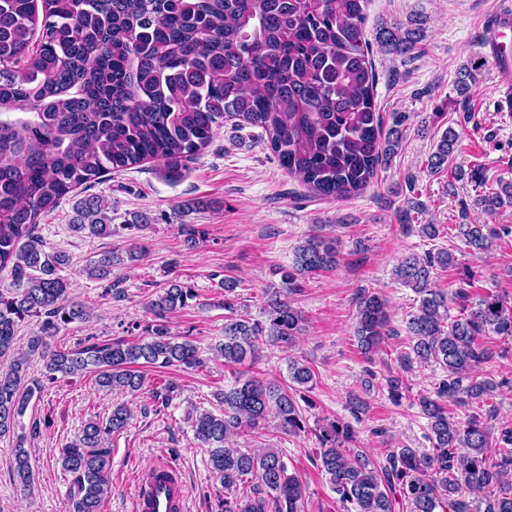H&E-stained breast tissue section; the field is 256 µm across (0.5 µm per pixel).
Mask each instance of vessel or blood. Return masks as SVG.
Instances as JSON below:
<instances>
[{"label": "vessel or blood", "mask_w": 512, "mask_h": 512, "mask_svg": "<svg viewBox=\"0 0 512 512\" xmlns=\"http://www.w3.org/2000/svg\"><path fill=\"white\" fill-rule=\"evenodd\" d=\"M185 498V486L168 464L151 467L135 479L137 512H184Z\"/></svg>", "instance_id": "1"}]
</instances>
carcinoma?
Instances as JSON below:
<instances>
[{"instance_id":"1","label":"carcinoma","mask_w":512,"mask_h":512,"mask_svg":"<svg viewBox=\"0 0 512 512\" xmlns=\"http://www.w3.org/2000/svg\"><path fill=\"white\" fill-rule=\"evenodd\" d=\"M368 0H0V271H10L14 288L0 292V358L9 354L25 319H39L28 352L0 370V438L15 430L43 385L20 387L30 357L43 362V376L91 373L99 390L142 393L141 368L206 366L199 347L175 336L167 314L197 298L173 280L148 303L152 322L135 340L52 347L50 339L89 312L69 300L72 282L61 251L48 252L38 235L40 219L76 189L111 172L147 160L164 178L182 179L185 162L211 142L230 117L267 136L280 166L299 177L308 196L343 201L362 193L394 151L399 130L383 132L375 103L376 72L364 24ZM385 52L404 56L418 43L413 30L383 26ZM461 133L447 128L431 156L439 169L458 150ZM512 204V183H500L479 203L488 212ZM101 196L79 201L70 228L110 236L112 218ZM129 232L126 257L103 254L85 267L90 278L107 280L112 266L143 260L148 253L145 218L121 225ZM457 233L469 255L491 249L498 233L483 224H460ZM338 241L313 236L297 246L283 283L336 267ZM458 266L439 249L405 257L397 280L418 296L407 330L421 362L446 375L434 395L418 398L428 420L430 449L390 448L384 463L348 447L354 434L336 422L319 427L321 471L347 512H470L466 494H479L484 512H512V429L495 438L475 414L462 423L443 405L449 400L481 408L494 382L478 374L492 359L482 339L512 337V301L497 294L478 298L459 287L448 293L435 283V270ZM235 280L224 288V341L213 357L235 367L254 362L263 347L289 349L304 317L279 291L266 294L263 321L239 313ZM462 306L448 319V303ZM388 300L378 293L356 299L354 334L366 354L389 336ZM290 382L309 386L314 372L288 360ZM172 377L151 390L167 407L180 393ZM219 413L195 417L194 436L207 449L210 468L224 486L222 512H304L305 484L288 470L276 448L229 447L244 431H259L270 419L289 433L304 431L294 393L261 376L238 373L233 385L215 394ZM129 409L112 407L91 419L81 435L61 449L57 463L70 474L69 512H101L108 494L112 435L126 429ZM33 425L17 435L14 476L24 491L34 472ZM466 448L464 455L457 449Z\"/></svg>"}]
</instances>
